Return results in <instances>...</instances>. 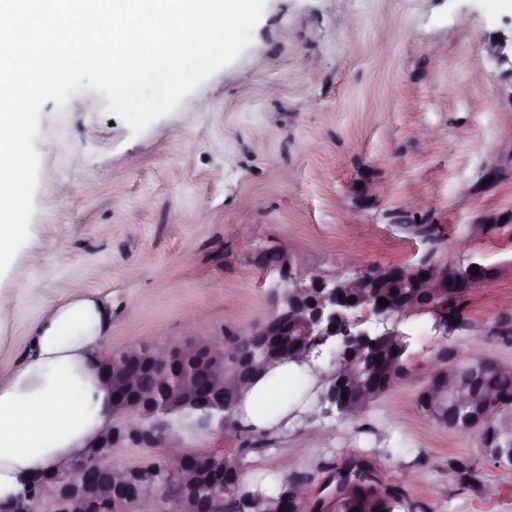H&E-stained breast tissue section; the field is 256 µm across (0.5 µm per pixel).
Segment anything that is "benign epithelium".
<instances>
[{
    "instance_id": "1",
    "label": "benign epithelium",
    "mask_w": 512,
    "mask_h": 512,
    "mask_svg": "<svg viewBox=\"0 0 512 512\" xmlns=\"http://www.w3.org/2000/svg\"><path fill=\"white\" fill-rule=\"evenodd\" d=\"M511 53L512 42L504 36L489 46L490 56L501 62L508 61ZM348 265L352 269L350 275L327 278L316 270L298 271L289 260L283 263L278 272L281 287L274 289L272 313L228 348L222 339L189 340L180 345L150 344L135 352H112L104 357L102 369L112 373V379L127 393L124 400L113 406L132 409L139 418L132 417L100 435L82 457L70 463V475L56 476L43 487L42 496L51 503L53 512H112L116 504L148 502L175 508L187 501L193 502L194 512H224L222 488L210 490L193 482L195 459L190 454L170 455L167 475L157 488L141 487L142 466L114 469L103 462L99 467L108 473V479L94 484L85 481L83 470L91 456L103 457L102 449L122 447L124 429L135 424L139 425L138 446L163 447L171 428L170 417L176 411H201L203 418L198 420L197 428L202 433L210 431L214 421L219 430H224V412L239 403L242 391L266 363L288 355L292 336L311 337L300 356L308 364L323 354L322 347H328L334 357L331 379H340L341 390L352 401L357 378L348 371L347 357L355 345L378 342L386 336L408 339L410 334L403 331L401 324L423 313L432 315L433 329L446 336L448 301L467 295L501 273L499 266L472 257H462L455 263H428L422 258L414 265L404 266L364 265L352 257ZM474 266L478 267L477 275L470 273ZM387 279L417 289L425 294V299L399 300L386 307L375 301L359 313L339 299L345 288H377ZM283 288L288 289L286 303L281 299ZM372 316L375 326L368 327L366 322ZM142 367L153 375L150 388L140 384ZM491 370L499 373L512 369L483 354L472 356L464 365L450 367L445 361L436 362L431 366L419 400L433 414L441 402L450 401L448 411H457L460 417L449 420L448 424L454 429L482 428L492 447L505 449L496 456L498 464L505 466L507 461H512V419L503 415L491 422V417L507 404V400L497 396L496 387L486 377ZM199 372L208 373L216 385H227L229 390L222 389L210 399L202 398L193 388ZM383 373L395 384L407 376L408 367L397 359H387L383 362Z\"/></svg>"
}]
</instances>
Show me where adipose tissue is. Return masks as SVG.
Segmentation results:
<instances>
[{
	"mask_svg": "<svg viewBox=\"0 0 512 512\" xmlns=\"http://www.w3.org/2000/svg\"><path fill=\"white\" fill-rule=\"evenodd\" d=\"M106 313L101 302L60 305L35 328L28 362L0 380V502L11 500L42 472L82 456L112 424V396L98 361ZM313 378L283 363L256 379L240 409L244 423L275 430Z\"/></svg>",
	"mask_w": 512,
	"mask_h": 512,
	"instance_id": "adipose-tissue-1",
	"label": "adipose tissue"
}]
</instances>
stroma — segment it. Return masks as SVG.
<instances>
[{
	"mask_svg": "<svg viewBox=\"0 0 512 512\" xmlns=\"http://www.w3.org/2000/svg\"><path fill=\"white\" fill-rule=\"evenodd\" d=\"M512 34L501 0H266L252 42L141 133L101 92L46 101L30 237L0 275V378L25 364L35 324L77 298L103 303V348L238 335L271 311L287 249L298 270L347 274L348 256L497 265L437 335L406 320L409 375L356 418L303 392L286 427L250 443L170 432L165 445L226 454L243 480L290 477L329 501L361 466L410 512H512V469L427 417L431 365L473 349L512 367V65L487 44ZM500 221L494 233L475 227ZM466 463L470 474L458 473Z\"/></svg>",
	"mask_w": 512,
	"mask_h": 512,
	"instance_id": "stroma-1",
	"label": "stroma"
}]
</instances>
